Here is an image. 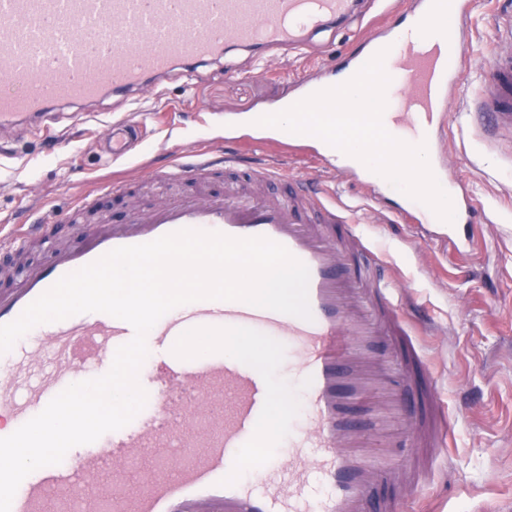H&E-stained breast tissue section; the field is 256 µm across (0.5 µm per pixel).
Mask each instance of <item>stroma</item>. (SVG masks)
<instances>
[{"label": "stroma", "instance_id": "obj_1", "mask_svg": "<svg viewBox=\"0 0 512 512\" xmlns=\"http://www.w3.org/2000/svg\"><path fill=\"white\" fill-rule=\"evenodd\" d=\"M369 2L357 0L349 18L305 33L300 48L286 55L232 49L204 77L173 71L163 99L150 91L130 103L106 98L94 106L98 119L67 117L69 129L59 139L34 129L0 133V225L29 224L42 216L55 221L64 236L70 227L62 223L63 214L85 197L119 220L121 205L99 194L111 179L137 182L138 201H162L169 193L166 182L142 178L140 169L111 164L101 155L98 143L107 121L138 114L148 157L159 169L174 155L205 144L220 150L225 124H242L278 107L313 70H341L359 49ZM469 2L463 21L467 76L448 108L446 160L449 178L465 186L478 213L476 223L455 225L453 243L415 237L390 216L399 197L371 201L356 179L317 164L312 151L287 159L289 174L327 189L337 206H355L354 218L384 256L388 276L426 314L420 339L448 404L453 445L413 512H512V164L490 150L467 113L492 63L498 24L512 16V0Z\"/></svg>", "mask_w": 512, "mask_h": 512}]
</instances>
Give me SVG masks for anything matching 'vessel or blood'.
<instances>
[{"mask_svg":"<svg viewBox=\"0 0 512 512\" xmlns=\"http://www.w3.org/2000/svg\"><path fill=\"white\" fill-rule=\"evenodd\" d=\"M467 0H406L388 7L392 34L367 40L365 58L385 52L384 113L404 142L433 144L448 96L459 91L466 43L458 22ZM352 0H0V130L57 124L68 107L137 94L162 84L176 65L194 70L227 47L271 52L346 17ZM473 100L486 140L512 156V18ZM131 120L105 131L112 163L147 168L134 150ZM228 152L199 150L171 160L190 179L235 168ZM263 183L288 190L271 200L237 191L174 194L120 222L81 227L48 258L0 282V325L15 320L61 277L109 251L182 229L265 237L309 270L310 319L242 301L199 300L165 314L150 330L151 362L139 382L148 399L124 428L82 445L19 485L11 512H402L429 487L434 450L452 422L437 374L416 338V315L381 273L382 262L354 222L278 163ZM404 221L439 226L406 199ZM44 224L0 234V251L48 238ZM37 342L0 354V437L38 415L78 377L111 367L133 327L101 312L33 328ZM202 336L208 352L184 344ZM263 336L287 346L307 410L276 409L267 367L225 356L224 340ZM405 430L392 434L393 423ZM387 448L398 495L374 494L378 467L363 449Z\"/></svg>","mask_w":512,"mask_h":512,"instance_id":"b4317fda","label":"vessel or blood"}]
</instances>
